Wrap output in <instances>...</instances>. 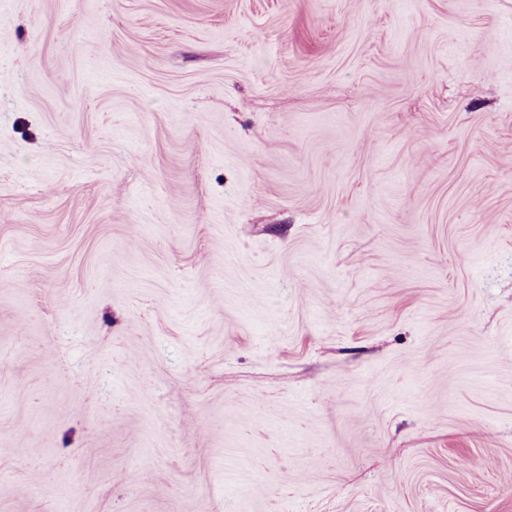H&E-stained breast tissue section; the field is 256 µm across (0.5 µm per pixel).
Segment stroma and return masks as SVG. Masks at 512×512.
<instances>
[{
	"mask_svg": "<svg viewBox=\"0 0 512 512\" xmlns=\"http://www.w3.org/2000/svg\"><path fill=\"white\" fill-rule=\"evenodd\" d=\"M1 8L0 512H512V0Z\"/></svg>",
	"mask_w": 512,
	"mask_h": 512,
	"instance_id": "stroma-1",
	"label": "stroma"
}]
</instances>
